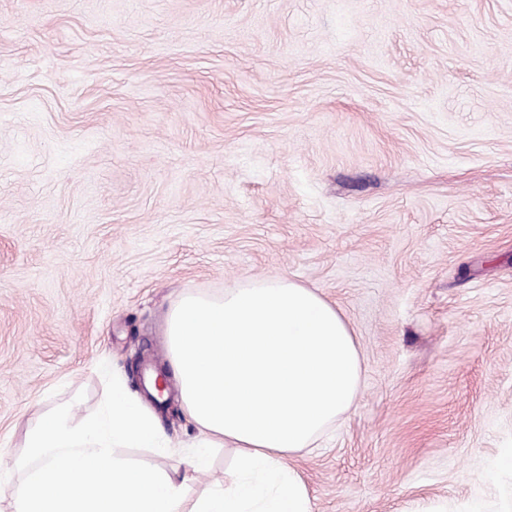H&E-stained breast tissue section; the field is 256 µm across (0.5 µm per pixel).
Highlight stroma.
Wrapping results in <instances>:
<instances>
[{"instance_id": "stroma-1", "label": "stroma", "mask_w": 512, "mask_h": 512, "mask_svg": "<svg viewBox=\"0 0 512 512\" xmlns=\"http://www.w3.org/2000/svg\"><path fill=\"white\" fill-rule=\"evenodd\" d=\"M263 277L360 348L312 512H512V0H0V460Z\"/></svg>"}]
</instances>
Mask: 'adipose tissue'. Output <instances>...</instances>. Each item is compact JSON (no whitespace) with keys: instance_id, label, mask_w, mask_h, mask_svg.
Returning <instances> with one entry per match:
<instances>
[{"instance_id":"adipose-tissue-1","label":"adipose tissue","mask_w":512,"mask_h":512,"mask_svg":"<svg viewBox=\"0 0 512 512\" xmlns=\"http://www.w3.org/2000/svg\"><path fill=\"white\" fill-rule=\"evenodd\" d=\"M169 371L198 432L189 471L232 443L235 477L189 498L186 474L130 466L114 452L165 447L154 417L120 385L102 415H44L14 462L13 512H312L302 476L284 460L352 407L360 351L341 311L284 277L212 298L185 294L167 316Z\"/></svg>"}]
</instances>
